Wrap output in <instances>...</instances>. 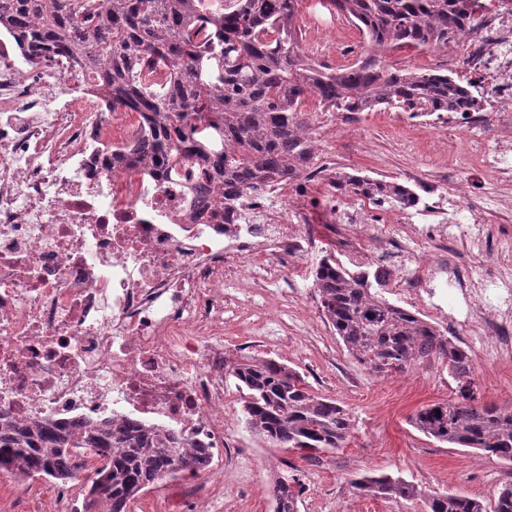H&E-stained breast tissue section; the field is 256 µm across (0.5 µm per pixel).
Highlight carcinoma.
Instances as JSON below:
<instances>
[{
  "label": "carcinoma",
  "mask_w": 512,
  "mask_h": 512,
  "mask_svg": "<svg viewBox=\"0 0 512 512\" xmlns=\"http://www.w3.org/2000/svg\"><path fill=\"white\" fill-rule=\"evenodd\" d=\"M204 0H0V27L12 29L31 50L61 59L89 75L114 107L142 114L151 131L129 150L112 153L127 163L143 158L179 162L196 154L206 167L199 203L224 185V218L245 194L323 172L312 168L314 141L304 104L323 112L375 109L409 117L482 111L467 82L442 69L395 66L403 50L442 51L474 30L480 0H331L338 14L364 34L366 51L345 68L310 63L295 25L298 0H229L207 19L210 43L197 41ZM171 69L156 90L141 73ZM180 112L185 127L159 121ZM331 187L344 195L379 197L391 209L414 192L396 179L338 171ZM322 313L349 354L375 376L403 372L427 359L448 365L457 398L421 408L411 425L424 435L512 463V410L478 401L471 352L415 312L391 303L363 272L323 256L315 270ZM243 393L247 427L276 448L300 453L319 466L323 454L345 446L351 413L316 393L296 369L272 359L227 362ZM87 448L98 465L82 512H128L130 502L164 476L197 474L205 458L184 448L180 436L128 422L20 426L0 417V470L57 481L73 478L70 449ZM360 494L421 500L427 512H512V485L483 501L427 493L412 482L362 474ZM299 479L280 477L270 489L273 512H299Z\"/></svg>",
  "instance_id": "obj_1"
}]
</instances>
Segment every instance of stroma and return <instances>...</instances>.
<instances>
[{
  "instance_id": "obj_1",
  "label": "stroma",
  "mask_w": 512,
  "mask_h": 512,
  "mask_svg": "<svg viewBox=\"0 0 512 512\" xmlns=\"http://www.w3.org/2000/svg\"><path fill=\"white\" fill-rule=\"evenodd\" d=\"M312 2L299 0L296 16L306 55L326 58L337 68L350 65L354 58L343 54L342 48L362 41L361 31L347 21L327 29L310 25L307 15ZM308 118L316 130L318 161L325 166L378 179H399L411 172L423 185L439 172L452 173L447 192L462 195L484 212L495 248L512 254V188H503L492 171L476 166L465 149L464 132L391 109L361 113L349 125L325 121L314 109ZM288 198L291 209L307 219L310 233L326 238L331 252H341L328 216L333 204L344 203V196L334 195L320 177L289 187ZM283 265L281 277L267 284L270 291L288 295L281 308V341L269 339L264 348H253L247 320L228 312L224 347L233 360L266 358L297 369L318 394L349 409L354 430L344 448L327 453L322 465H309L299 454L272 447L250 432L244 423L242 394L235 382H228L224 423L236 435L242 457L239 466L225 465L224 483L204 504L203 512H273L269 489L292 469L304 487L300 512H424L419 501L356 493L349 480L362 471L399 477L427 492L487 502L502 487L512 485V465L470 448L438 442L411 426L409 418L416 411L454 396L456 384L442 361L427 360L386 376L369 374L349 355L319 308L315 263L291 257ZM466 344L478 367L475 382L480 400L512 409V366L496 367L483 340L470 337Z\"/></svg>"
}]
</instances>
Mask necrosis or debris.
Returning <instances> with one entry per match:
<instances>
[{
    "label": "necrosis or debris",
    "instance_id": "4bbe7bcc",
    "mask_svg": "<svg viewBox=\"0 0 512 512\" xmlns=\"http://www.w3.org/2000/svg\"><path fill=\"white\" fill-rule=\"evenodd\" d=\"M468 41L469 71L490 99L489 112H451L449 125L490 141L470 144L483 168L512 180V0H492ZM21 49L0 28V415L20 425L49 421L133 420L180 435L207 463L184 497L195 507L235 451L224 438V309L267 289L230 296L224 272L250 263L261 281L272 252L317 251L309 232L288 221L287 205L246 200L224 221V198L199 207L196 159L114 165L111 149L148 132L139 114L113 107L89 78ZM393 241L352 255L392 278L396 293L457 335L480 330L494 359L512 362V258L488 272L453 258L490 250L484 221L459 197L426 193L403 213ZM433 257L404 277L420 245ZM418 263V262H417ZM439 300L425 298L430 283Z\"/></svg>",
    "mask_w": 512,
    "mask_h": 512
}]
</instances>
